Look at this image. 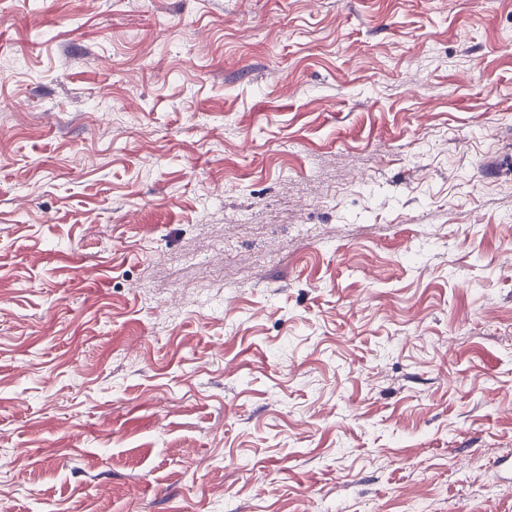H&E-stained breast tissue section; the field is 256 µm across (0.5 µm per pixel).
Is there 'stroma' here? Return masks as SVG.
I'll list each match as a JSON object with an SVG mask.
<instances>
[{"label":"stroma","instance_id":"stroma-1","mask_svg":"<svg viewBox=\"0 0 512 512\" xmlns=\"http://www.w3.org/2000/svg\"><path fill=\"white\" fill-rule=\"evenodd\" d=\"M0 13V512H512V0Z\"/></svg>","mask_w":512,"mask_h":512}]
</instances>
